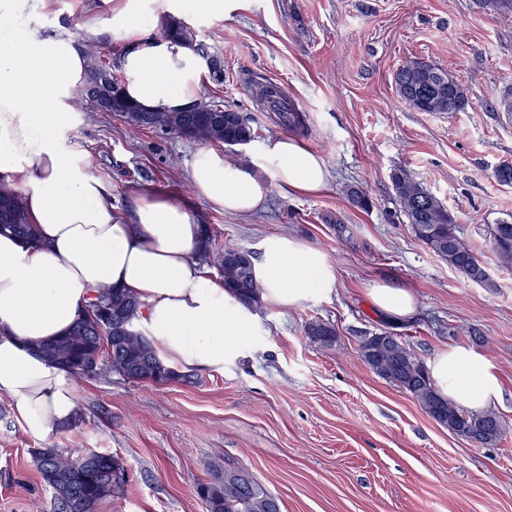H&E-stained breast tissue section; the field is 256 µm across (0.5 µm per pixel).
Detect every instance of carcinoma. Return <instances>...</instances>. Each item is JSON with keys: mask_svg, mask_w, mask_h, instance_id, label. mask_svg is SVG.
Wrapping results in <instances>:
<instances>
[{"mask_svg": "<svg viewBox=\"0 0 512 512\" xmlns=\"http://www.w3.org/2000/svg\"><path fill=\"white\" fill-rule=\"evenodd\" d=\"M474 5L490 14H512V0H474ZM164 35L173 40L193 42L194 30L182 20L166 25ZM112 70V62L94 52L89 54L86 84L96 82L100 70ZM399 98L417 112H463L469 100L463 87L448 72L425 61L410 59L394 73ZM113 88L103 96L117 95L114 106L135 129H152L179 134L209 144L235 145L250 141L253 129L249 119L235 110L210 112L214 102L198 100L192 111L146 112L125 95L122 81L112 79ZM256 97L273 112H286L287 98L282 88L272 82L255 84ZM391 182L403 214L415 237L432 253L448 263L467 280L490 288L493 281L482 259L468 247L457 233V218L443 202L425 188L404 168H397ZM349 203L360 209L372 207L371 199L355 185L346 189ZM0 232L11 233L21 241L39 243L36 230L29 223L18 193L0 182ZM205 246L197 259L216 264L223 276L224 287L244 303L260 304L259 288L253 275L251 252L232 246L222 250L210 248L209 230H203ZM492 250L504 266H512V220H502L489 228ZM144 302L132 295L101 288L85 305L76 321L61 336L40 344L37 352L47 363L79 379L107 370L135 382L166 384L179 378L158 355L146 333L134 335L136 322ZM307 335L322 347L336 345V327L315 321L308 325ZM375 335L364 337L359 344L362 362L379 377L410 394L441 426L482 446L502 439L505 431L501 417L492 410L466 412L448 402L434 386L425 367L414 353L399 342L396 362L370 360L367 350ZM36 466L51 488L57 512H97L98 505L112 496L118 485L117 474L123 471L119 457L108 452L73 448H41L33 452ZM229 469L213 468L211 479L199 484L197 494L205 512H281L278 499L262 489L246 475L242 483L226 482Z\"/></svg>", "mask_w": 512, "mask_h": 512, "instance_id": "1", "label": "carcinoma"}]
</instances>
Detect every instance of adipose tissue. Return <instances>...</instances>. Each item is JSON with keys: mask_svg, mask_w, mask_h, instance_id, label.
Masks as SVG:
<instances>
[{"mask_svg": "<svg viewBox=\"0 0 512 512\" xmlns=\"http://www.w3.org/2000/svg\"><path fill=\"white\" fill-rule=\"evenodd\" d=\"M249 0H101L94 18L122 47L124 92L141 108L175 112L198 99L207 72L196 48L154 36L161 20L192 8L198 18L232 15ZM87 77L76 38L34 31L0 39V179L20 194L40 242L0 234V394L8 396L27 431L56 433L76 399L64 371L39 359L36 344L61 335L103 287L140 298L138 321L159 356L176 371L222 368L245 351L254 315L223 284L202 276L196 255L202 219L171 196L138 193L128 208L112 202V185L92 170L85 148L65 136L73 101ZM323 158L286 135L268 138L250 164L199 149L189 182L216 208L248 214L271 188L315 195L328 183ZM254 261L262 301L298 307L331 295L336 275L324 255L300 239L271 236ZM384 313L411 317L407 288L379 283L369 290ZM449 401L472 411L500 392L494 366L456 346L431 366Z\"/></svg>", "mask_w": 512, "mask_h": 512, "instance_id": "obj_1", "label": "adipose tissue"}]
</instances>
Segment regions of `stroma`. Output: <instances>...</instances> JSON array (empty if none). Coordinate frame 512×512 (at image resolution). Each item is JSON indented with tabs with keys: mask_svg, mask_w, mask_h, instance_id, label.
Returning a JSON list of instances; mask_svg holds the SVG:
<instances>
[{
	"mask_svg": "<svg viewBox=\"0 0 512 512\" xmlns=\"http://www.w3.org/2000/svg\"><path fill=\"white\" fill-rule=\"evenodd\" d=\"M97 0H24L13 28L71 35L103 57L122 51L87 26ZM198 43L224 60L199 96L246 114L254 139L226 147L250 162L263 141L293 135L329 171L317 195L272 190L262 209L233 214L197 196L188 170L197 141L131 128L118 113L78 110L68 135L128 207L136 191L187 203L219 244L258 251L271 235L322 251L336 274L330 298L300 307L261 305L251 347L224 368L167 384L118 375L73 381L75 416L46 438L27 432L0 395V512H53L51 489L32 453L87 448L118 455L125 481L98 512H205L196 494L212 465L241 467L280 501L281 512H512V267L499 263L489 227L512 217V185L494 178L512 164V15L479 12L473 0H251L232 18L184 11ZM408 59L444 69L465 89L463 112H418L398 97L393 74ZM287 93L302 127L255 104L250 87ZM408 170L455 213L459 236L485 262L492 287L476 285L413 234L392 187ZM370 210L353 207L347 185ZM386 282L412 291L406 319L378 310L368 291ZM332 323L338 341H310L309 323ZM388 330L431 364L465 346L496 368L501 392L489 405L506 423L483 447L438 425L409 394L359 356L363 336Z\"/></svg>",
	"mask_w": 512,
	"mask_h": 512,
	"instance_id": "stroma-1",
	"label": "stroma"
}]
</instances>
